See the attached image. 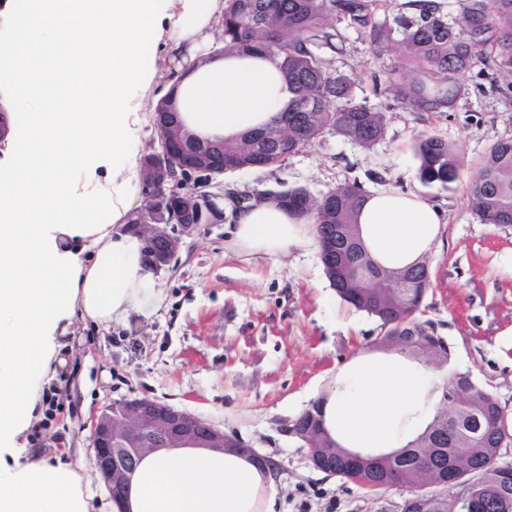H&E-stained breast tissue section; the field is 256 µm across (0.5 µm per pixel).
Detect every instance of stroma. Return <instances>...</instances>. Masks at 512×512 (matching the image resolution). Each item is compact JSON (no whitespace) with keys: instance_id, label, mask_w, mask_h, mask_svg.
Instances as JSON below:
<instances>
[{"instance_id":"obj_1","label":"stroma","mask_w":512,"mask_h":512,"mask_svg":"<svg viewBox=\"0 0 512 512\" xmlns=\"http://www.w3.org/2000/svg\"><path fill=\"white\" fill-rule=\"evenodd\" d=\"M344 34L342 52L326 55L329 67L354 80L358 99L390 114L384 138L365 148L328 131L281 166L225 173L210 191L302 188L318 197L356 181L369 192L392 188L435 205L446 239L429 258L434 287L423 316L453 347L449 371L471 374L512 412V225L480 223L464 183L424 185L413 153L415 136L426 132L460 145L475 165L491 143L512 137V101L473 87L448 112L395 108L374 92L373 79L400 64L399 52L379 57L353 29ZM231 231L224 221L182 234L175 260L155 272L164 301L150 316L109 331L76 328L70 372L84 384L67 398L44 389L32 447L47 453L72 445L70 461L86 465L92 493L107 497L93 464L91 421L112 402L155 398L236 433L278 462L277 512H383L399 501V490L370 496L327 477L278 429L328 391L347 364L371 353L377 320L337 295L318 255L228 257Z\"/></svg>"}]
</instances>
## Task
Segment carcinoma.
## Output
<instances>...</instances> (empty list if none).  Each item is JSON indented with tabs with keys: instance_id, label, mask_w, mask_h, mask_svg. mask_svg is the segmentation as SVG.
Wrapping results in <instances>:
<instances>
[{
	"instance_id": "obj_1",
	"label": "carcinoma",
	"mask_w": 512,
	"mask_h": 512,
	"mask_svg": "<svg viewBox=\"0 0 512 512\" xmlns=\"http://www.w3.org/2000/svg\"><path fill=\"white\" fill-rule=\"evenodd\" d=\"M386 0H226L219 31L224 47L257 49L281 59L293 91L288 111L279 123L236 143H215L211 150L224 171L270 168L334 131L365 148L383 139L390 117L355 96L348 75L328 68L321 50L343 49L340 23L354 29L380 53L394 43L403 48L401 64L375 80L394 102L411 112H446L468 94L469 78L478 69L489 88L512 98V0H457L453 18L439 0H408L415 13L379 21ZM409 66L417 77L402 78ZM418 172L426 186L443 189L466 179L471 208L483 224H512V138L495 141L469 176H464L462 150L437 136L419 135L413 145ZM273 200L290 211L311 216L318 240L330 236L333 257L320 256L324 273L348 304L378 320L382 336L373 346L420 360L440 370L447 366L452 346L437 333L434 322L421 319V306L433 286L429 263L388 269L375 263L359 235L357 216L367 192L356 182L340 184L321 197L301 188L257 191L252 197ZM439 394L440 408L426 429L377 470L367 468L371 482L392 486L419 480V467L439 462L434 448L442 446L465 457L480 489L463 484L460 497L484 495L483 512H512V476L493 465L498 445L512 437V418L498 399L478 389L468 374H455L430 391ZM321 397L299 413L294 422L313 427L325 447L336 448V477L348 481V449L324 426Z\"/></svg>"
}]
</instances>
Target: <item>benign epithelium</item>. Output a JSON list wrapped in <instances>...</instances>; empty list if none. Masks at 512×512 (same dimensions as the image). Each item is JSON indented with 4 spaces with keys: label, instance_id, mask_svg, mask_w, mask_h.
<instances>
[{
    "label": "benign epithelium",
    "instance_id": "7a95c632",
    "mask_svg": "<svg viewBox=\"0 0 512 512\" xmlns=\"http://www.w3.org/2000/svg\"><path fill=\"white\" fill-rule=\"evenodd\" d=\"M159 150L143 162L142 172L148 189L146 202L139 210L137 229L147 246L156 249L151 261L157 268L167 266L176 257L180 238L170 225L177 224L188 232L196 225L212 222L223 214L210 194L202 191L220 174L212 154L181 126L158 113ZM193 176V185L163 201L159 190L170 180L182 181ZM284 435L306 449L309 463L333 475L330 452L317 456L312 452L313 437L289 424L282 426ZM94 465L111 497L125 494L142 455L155 448L204 446L224 450V431L213 424L152 398H135L116 403L91 421ZM471 472L458 461L441 467L431 463L422 467L418 483L402 488L398 512H422L424 504L435 497L452 495L455 485Z\"/></svg>",
    "mask_w": 512,
    "mask_h": 512
}]
</instances>
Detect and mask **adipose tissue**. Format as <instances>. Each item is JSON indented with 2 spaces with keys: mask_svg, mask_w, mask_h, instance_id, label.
Masks as SVG:
<instances>
[{
  "mask_svg": "<svg viewBox=\"0 0 512 512\" xmlns=\"http://www.w3.org/2000/svg\"><path fill=\"white\" fill-rule=\"evenodd\" d=\"M225 0H27L23 35L10 44L0 84L15 88L21 122L16 157L0 164V512H274L272 471L213 448H161L144 455L121 500H95L84 467L61 457L20 461L42 420L44 384L64 365L78 323L109 329L163 302L150 288L140 234L127 224L143 192L142 96L179 113L198 138L231 141L272 122L292 92L278 61L228 51L214 34ZM161 54L145 59L147 47ZM75 101L46 112L44 92ZM227 249L280 257L318 250L312 220L271 202L234 214ZM361 238L387 268L428 258L445 221L414 193H370ZM433 368L400 357L356 359L324 407L328 429L348 448H399L398 418L439 382Z\"/></svg>",
  "mask_w": 512,
  "mask_h": 512,
  "instance_id": "obj_1",
  "label": "adipose tissue"
}]
</instances>
